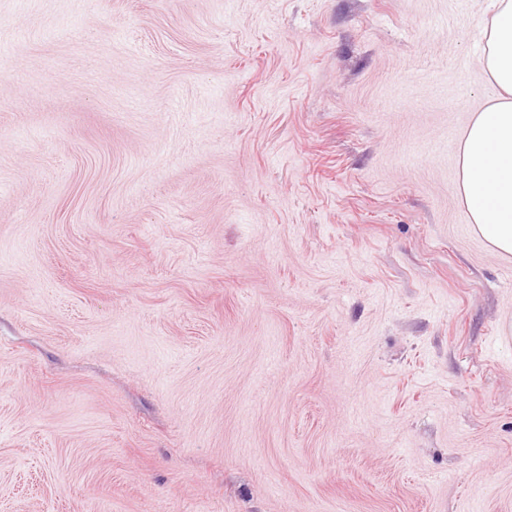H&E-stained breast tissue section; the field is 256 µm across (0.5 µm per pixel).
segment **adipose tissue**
Listing matches in <instances>:
<instances>
[{"instance_id":"obj_1","label":"adipose tissue","mask_w":512,"mask_h":512,"mask_svg":"<svg viewBox=\"0 0 512 512\" xmlns=\"http://www.w3.org/2000/svg\"><path fill=\"white\" fill-rule=\"evenodd\" d=\"M492 9L480 63L497 98L464 135L460 190L475 231L512 255V0H492Z\"/></svg>"}]
</instances>
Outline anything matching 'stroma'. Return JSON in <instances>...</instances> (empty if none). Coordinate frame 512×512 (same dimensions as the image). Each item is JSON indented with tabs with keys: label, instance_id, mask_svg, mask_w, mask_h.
<instances>
[{
	"label": "stroma",
	"instance_id": "1",
	"mask_svg": "<svg viewBox=\"0 0 512 512\" xmlns=\"http://www.w3.org/2000/svg\"><path fill=\"white\" fill-rule=\"evenodd\" d=\"M489 17L0 0V512H512ZM490 2L480 63L498 93L464 135L460 190L475 231L494 252L512 255V1Z\"/></svg>",
	"mask_w": 512,
	"mask_h": 512
}]
</instances>
